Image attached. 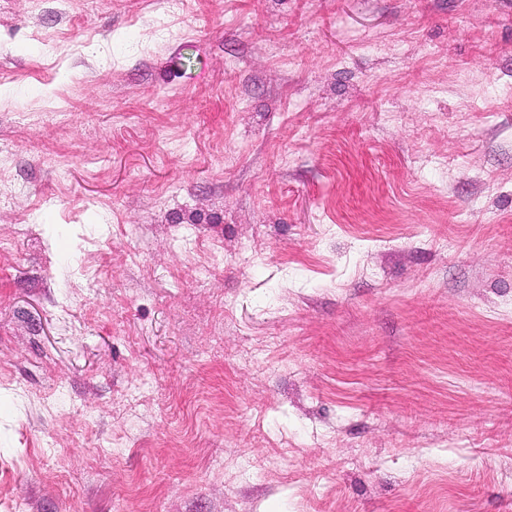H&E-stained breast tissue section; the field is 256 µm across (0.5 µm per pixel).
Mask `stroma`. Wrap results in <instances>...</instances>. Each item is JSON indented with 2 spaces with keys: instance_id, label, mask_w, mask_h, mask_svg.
<instances>
[{
  "instance_id": "obj_1",
  "label": "stroma",
  "mask_w": 512,
  "mask_h": 512,
  "mask_svg": "<svg viewBox=\"0 0 512 512\" xmlns=\"http://www.w3.org/2000/svg\"><path fill=\"white\" fill-rule=\"evenodd\" d=\"M0 512H512V0H0Z\"/></svg>"
}]
</instances>
